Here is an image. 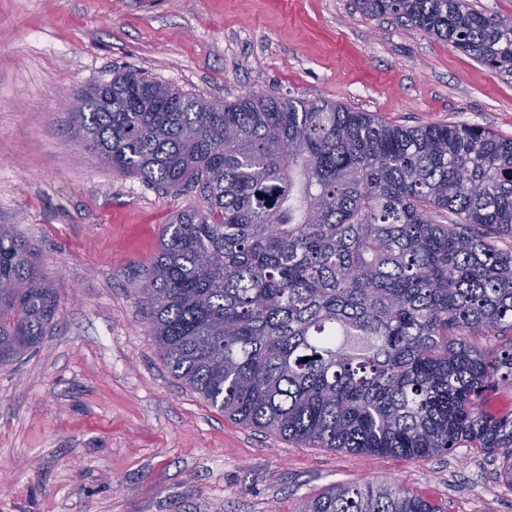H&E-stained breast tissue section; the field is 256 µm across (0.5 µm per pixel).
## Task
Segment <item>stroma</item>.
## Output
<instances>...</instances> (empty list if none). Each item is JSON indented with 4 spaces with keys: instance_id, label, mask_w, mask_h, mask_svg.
I'll return each instance as SVG.
<instances>
[{
    "instance_id": "stroma-1",
    "label": "stroma",
    "mask_w": 512,
    "mask_h": 512,
    "mask_svg": "<svg viewBox=\"0 0 512 512\" xmlns=\"http://www.w3.org/2000/svg\"><path fill=\"white\" fill-rule=\"evenodd\" d=\"M129 70L208 100L275 93L512 138V80L353 0H0V224L35 243L61 305L36 350L0 365V512H293L339 482L512 512L484 452L307 448L171 374L133 290L198 194L112 172L69 121L74 90Z\"/></svg>"
}]
</instances>
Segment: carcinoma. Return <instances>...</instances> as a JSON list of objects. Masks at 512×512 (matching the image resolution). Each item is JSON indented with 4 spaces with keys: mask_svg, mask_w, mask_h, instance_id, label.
<instances>
[{
    "mask_svg": "<svg viewBox=\"0 0 512 512\" xmlns=\"http://www.w3.org/2000/svg\"><path fill=\"white\" fill-rule=\"evenodd\" d=\"M512 79V16L468 0H355ZM112 171L202 204L163 226L138 288L171 374L239 424L308 448L425 458L477 448L512 485V139L389 125L325 101H206L128 71L75 95ZM59 314L34 245L0 224V364ZM293 512H439L338 484Z\"/></svg>",
    "mask_w": 512,
    "mask_h": 512,
    "instance_id": "1",
    "label": "carcinoma"
}]
</instances>
